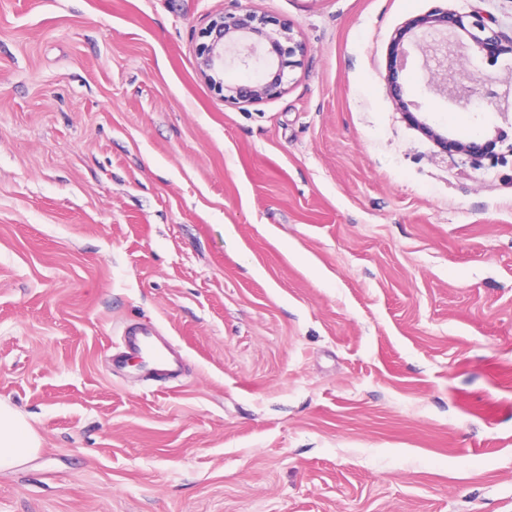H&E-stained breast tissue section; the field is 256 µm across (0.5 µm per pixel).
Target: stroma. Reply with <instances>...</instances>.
<instances>
[{
	"label": "stroma",
	"mask_w": 512,
	"mask_h": 512,
	"mask_svg": "<svg viewBox=\"0 0 512 512\" xmlns=\"http://www.w3.org/2000/svg\"><path fill=\"white\" fill-rule=\"evenodd\" d=\"M306 45L224 102L237 5ZM512 0H0V401L41 440L0 512H512V106L394 34ZM486 140L476 165L414 125ZM152 323L176 380L121 334ZM268 24L265 17H259L245 7H237L233 12H225L210 19L204 31L210 40L198 47V65L202 76L224 102L259 103L276 98L285 90V70L299 64V60L291 58L297 54L303 56L305 44L294 40L287 23L279 25V32L268 31ZM279 37L292 45L285 47ZM232 53L244 64H247L248 59L262 54L267 59L266 76L252 84L224 83L221 75L226 54Z\"/></svg>",
	"instance_id": "obj_1"
}]
</instances>
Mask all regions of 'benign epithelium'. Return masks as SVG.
Listing matches in <instances>:
<instances>
[{"label": "benign epithelium", "mask_w": 512, "mask_h": 512, "mask_svg": "<svg viewBox=\"0 0 512 512\" xmlns=\"http://www.w3.org/2000/svg\"><path fill=\"white\" fill-rule=\"evenodd\" d=\"M475 18L470 24L465 23L464 16L444 9H434L431 12L415 17L400 27L394 37L393 45L399 46L405 38L415 40V47L424 60L441 57L438 67L428 72L427 85L448 100L459 104L461 94L456 79L458 54L455 51L457 43L448 36L433 37L438 32L458 31L470 36L475 44L486 55L512 54V35L496 31L489 27L482 15L471 14ZM269 21L256 15L253 11L238 7L233 12H225L210 19L204 31L209 41L198 47V65L202 76L211 84L222 99L230 103H259L273 99L284 91L285 70L295 67L299 61L296 55H304L305 44L294 40L291 27L287 23L279 25V30H267ZM286 39L289 46H284L281 39ZM235 54L242 62L257 55L267 59L268 71L266 76L252 84H226L223 75L226 55ZM403 65L394 61L390 65L387 82L394 99L402 103V87L399 83V71ZM410 120L417 125L423 134L431 138L443 149L456 152L474 159L483 156L482 146L461 139H449L438 133L426 122L416 116Z\"/></svg>", "instance_id": "7a95c632"}]
</instances>
